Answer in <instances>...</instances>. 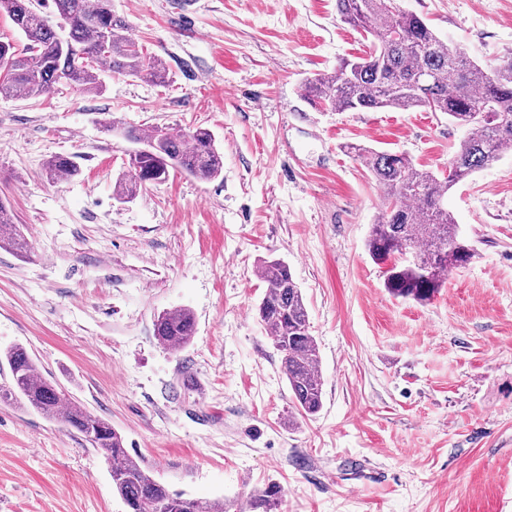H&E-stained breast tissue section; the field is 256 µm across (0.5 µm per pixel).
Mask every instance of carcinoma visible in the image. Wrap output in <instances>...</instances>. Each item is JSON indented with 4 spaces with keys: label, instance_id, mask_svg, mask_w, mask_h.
I'll list each match as a JSON object with an SVG mask.
<instances>
[{
    "label": "carcinoma",
    "instance_id": "1",
    "mask_svg": "<svg viewBox=\"0 0 512 512\" xmlns=\"http://www.w3.org/2000/svg\"><path fill=\"white\" fill-rule=\"evenodd\" d=\"M52 2L62 20L57 29L38 0H0V13L26 41L20 53L12 41L0 40V96L39 98L62 81L81 91H97L102 69L157 84L167 81L165 64L146 58L128 34L126 20L112 13V0ZM336 13L369 42L368 51L343 61L333 73L306 79L304 89L312 103L332 112L423 108L443 112L468 130L446 176L419 167L403 153L349 147L383 193L368 252L374 260L388 263L385 287L392 296L425 304L443 286L448 271L474 257L441 201L459 181L512 149V60L482 66L462 46L448 45L422 17L404 10L391 12L388 0H336ZM123 136L142 148L132 159L131 173L115 181L113 196L121 203L135 198L146 184L165 181L172 170L211 180L224 169V152L207 128L197 127L186 136L159 126L126 128ZM44 171L56 180L75 175L77 167L65 156H54ZM1 246L20 252L28 247L2 204ZM413 249L434 256L431 268L401 261ZM260 268L266 289L257 306L258 318L282 354L297 412L313 416L322 408L323 383L301 289L286 263L263 260ZM194 333L195 319L188 309L167 311L154 324L156 339L176 351ZM0 361L10 371V382L0 386V401L16 402L78 431L110 463L112 485L129 512H224L220 501L194 498L158 481L128 453L122 436L107 421L36 371L24 347H10ZM280 498L281 488L269 485L250 496L249 506L254 512H271Z\"/></svg>",
    "mask_w": 512,
    "mask_h": 512
}]
</instances>
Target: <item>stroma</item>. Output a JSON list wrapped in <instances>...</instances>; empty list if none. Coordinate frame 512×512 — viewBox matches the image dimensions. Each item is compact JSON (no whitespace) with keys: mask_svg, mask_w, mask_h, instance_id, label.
<instances>
[{"mask_svg":"<svg viewBox=\"0 0 512 512\" xmlns=\"http://www.w3.org/2000/svg\"><path fill=\"white\" fill-rule=\"evenodd\" d=\"M490 65L512 58V0H403ZM169 81L100 73L0 97V203L28 243L0 249V349L120 433L162 483L225 512H512V150L449 190L475 251L427 304L391 296L366 248L382 192L347 144L435 172L465 137L447 115L326 112L307 78L362 55L336 0H112ZM210 129L224 172H171L113 197L137 149L121 129ZM71 157L77 175L48 180ZM284 260L317 342L323 406L300 416L256 315L261 260ZM186 308L193 340L154 322ZM76 430L0 402V512H126ZM195 333V319L189 309L167 311L159 315L154 324L156 339L173 350L183 349ZM281 488L276 485H269L262 490L256 491L250 496V509L252 512L256 510H262L260 512H270L273 508L278 505V501L281 498Z\"/></svg>","mask_w":512,"mask_h":512,"instance_id":"obj_1","label":"stroma"}]
</instances>
